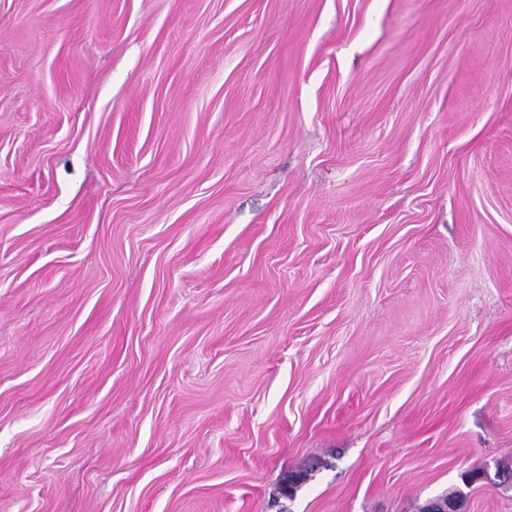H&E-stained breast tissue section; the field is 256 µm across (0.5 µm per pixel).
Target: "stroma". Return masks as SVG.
I'll return each mask as SVG.
<instances>
[{
    "mask_svg": "<svg viewBox=\"0 0 512 512\" xmlns=\"http://www.w3.org/2000/svg\"><path fill=\"white\" fill-rule=\"evenodd\" d=\"M505 468L512 0H0V512Z\"/></svg>",
    "mask_w": 512,
    "mask_h": 512,
    "instance_id": "stroma-1",
    "label": "stroma"
}]
</instances>
